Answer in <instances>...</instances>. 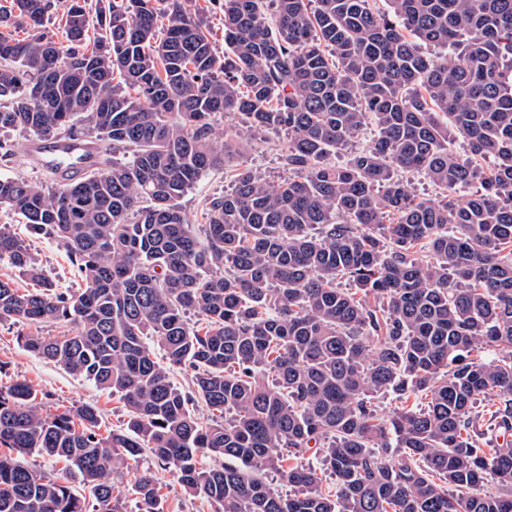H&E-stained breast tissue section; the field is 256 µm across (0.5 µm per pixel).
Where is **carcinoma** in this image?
<instances>
[{"label": "carcinoma", "instance_id": "carcinoma-1", "mask_svg": "<svg viewBox=\"0 0 512 512\" xmlns=\"http://www.w3.org/2000/svg\"><path fill=\"white\" fill-rule=\"evenodd\" d=\"M214 2L222 56L185 0H0V130L104 145L70 183L55 164L0 178V207L81 282L55 289L0 225V263L37 283L0 279V321L65 322L19 343L128 410L103 436L93 406L44 413L28 382L0 386V512H88L34 452L70 463L93 512H121L145 449L217 512H512V0ZM60 8L62 45L42 31ZM226 112L248 142L283 135L288 176L218 140ZM216 167L232 189L190 224L181 199ZM387 394L402 406L384 417ZM312 449L319 467L285 466ZM131 490L158 502L149 471Z\"/></svg>", "mask_w": 512, "mask_h": 512}]
</instances>
